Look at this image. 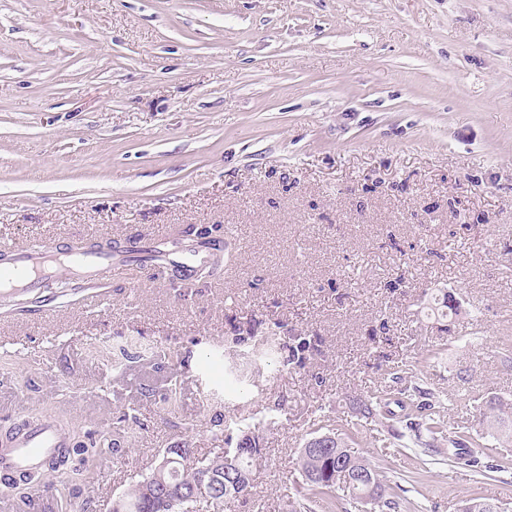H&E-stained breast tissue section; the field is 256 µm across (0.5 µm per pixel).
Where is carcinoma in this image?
<instances>
[{
  "instance_id": "cac0c4a2",
  "label": "carcinoma",
  "mask_w": 512,
  "mask_h": 512,
  "mask_svg": "<svg viewBox=\"0 0 512 512\" xmlns=\"http://www.w3.org/2000/svg\"><path fill=\"white\" fill-rule=\"evenodd\" d=\"M279 340L277 333L257 336L252 329L238 330L233 343L252 351L269 347ZM288 360L298 368L318 350V338L308 334L289 337ZM425 399L409 393L399 398L394 387H376L352 400L350 409L357 417L371 418L385 427L396 417L390 408L398 404L409 427L416 431V438L427 437L431 442L444 438L454 448H483L488 471H497L512 464V460L500 455L497 448L485 443L484 434L459 425L453 435H448V425L441 414V396L433 391H424ZM512 410V402L501 398H485L479 406V413L487 427L505 426L506 410ZM129 423L125 412L116 416L112 430L96 427L70 429L73 446L62 448L51 457L42 469L33 473H21L9 484L12 497L29 505L36 491L54 493L67 491L66 509L81 507V512H91L92 496L89 494L87 475L90 467L100 458L121 452L116 435L121 427ZM326 435L335 437L331 445L317 450L304 445L300 452L299 466L302 484L306 489V503L296 505L289 512H331L336 486L342 484L360 498L374 495L371 502L379 512H394L400 507L386 477L366 459L348 450L344 439L330 431ZM237 436L254 443L251 448L223 450L212 456L195 455L190 446L183 445L182 452L164 450L152 464L151 470L142 480L136 482L119 499L113 512H224V503L238 498L234 482L240 474L251 475L254 461L261 456L260 437L249 427L237 429ZM459 512H502L499 504L480 498L462 501Z\"/></svg>"
}]
</instances>
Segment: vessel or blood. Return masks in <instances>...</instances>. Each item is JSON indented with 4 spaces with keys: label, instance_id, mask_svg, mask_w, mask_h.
I'll use <instances>...</instances> for the list:
<instances>
[{
    "label": "vessel or blood",
    "instance_id": "vessel-or-blood-1",
    "mask_svg": "<svg viewBox=\"0 0 512 512\" xmlns=\"http://www.w3.org/2000/svg\"><path fill=\"white\" fill-rule=\"evenodd\" d=\"M140 250L138 240L119 249L99 248L78 252L60 249L52 242L17 246L0 243V294L25 296L43 288L59 266H67L72 278L83 284L103 286L112 273L123 269ZM215 261L213 251H186L169 259L171 270L190 279ZM72 441L55 421H20L0 431V473H23L71 447Z\"/></svg>",
    "mask_w": 512,
    "mask_h": 512
}]
</instances>
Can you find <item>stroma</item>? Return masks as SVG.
<instances>
[{
  "label": "stroma",
  "mask_w": 512,
  "mask_h": 512,
  "mask_svg": "<svg viewBox=\"0 0 512 512\" xmlns=\"http://www.w3.org/2000/svg\"><path fill=\"white\" fill-rule=\"evenodd\" d=\"M213 225L223 262L191 287L132 262L89 306L79 288L0 304V337L30 350L0 365V420L138 417L91 468L93 512L166 448L225 447L211 418L274 403L252 490L224 512L300 501L322 427L384 472L399 512L512 503V468L349 410L390 372L454 398L452 425L479 423L458 395L512 400V0H0V242L148 247ZM445 293L459 310L442 318ZM276 322L319 354L299 370L255 352L236 385L234 328Z\"/></svg>",
  "instance_id": "35a3bbf8"
}]
</instances>
